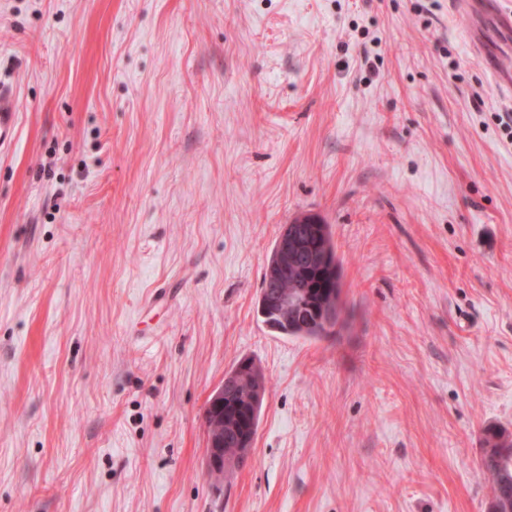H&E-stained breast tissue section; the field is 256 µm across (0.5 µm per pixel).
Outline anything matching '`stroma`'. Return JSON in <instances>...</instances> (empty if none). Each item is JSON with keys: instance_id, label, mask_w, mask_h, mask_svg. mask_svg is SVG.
Here are the masks:
<instances>
[{"instance_id": "1", "label": "stroma", "mask_w": 512, "mask_h": 512, "mask_svg": "<svg viewBox=\"0 0 512 512\" xmlns=\"http://www.w3.org/2000/svg\"><path fill=\"white\" fill-rule=\"evenodd\" d=\"M448 0H0V512H490L512 434V103ZM341 311L270 329L284 224ZM267 379L244 466L205 410ZM17 106L13 90L0 85V146L9 144L15 128ZM508 442L509 446H507ZM484 444L481 472L487 475L492 483L493 498L490 506L492 509L493 502L497 499L502 487L501 473L507 472L508 479L510 481L512 479V441L499 431L488 429Z\"/></svg>"}]
</instances>
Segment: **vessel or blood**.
Segmentation results:
<instances>
[{"instance_id": "b4317fda", "label": "vessel or blood", "mask_w": 512, "mask_h": 512, "mask_svg": "<svg viewBox=\"0 0 512 512\" xmlns=\"http://www.w3.org/2000/svg\"><path fill=\"white\" fill-rule=\"evenodd\" d=\"M452 10L467 13L473 24L467 34L470 46L489 74L495 88L512 95V58L499 55L487 47L484 17H491L496 29L504 35L512 33V6H503L501 0H449ZM17 106L13 90L0 85V146L9 144L15 128Z\"/></svg>"}]
</instances>
